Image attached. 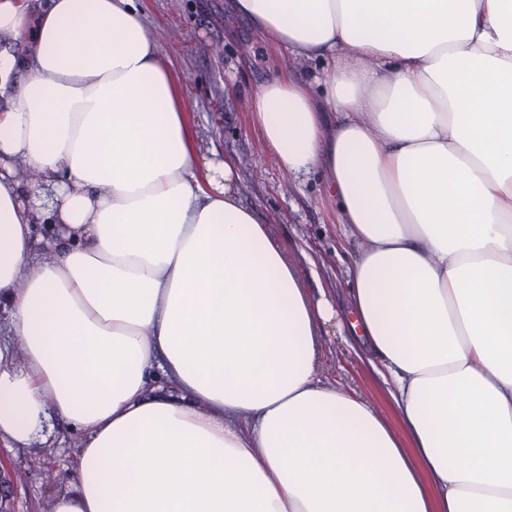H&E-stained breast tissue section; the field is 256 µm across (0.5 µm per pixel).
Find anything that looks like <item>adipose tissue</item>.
Instances as JSON below:
<instances>
[{"label":"adipose tissue","mask_w":512,"mask_h":512,"mask_svg":"<svg viewBox=\"0 0 512 512\" xmlns=\"http://www.w3.org/2000/svg\"><path fill=\"white\" fill-rule=\"evenodd\" d=\"M232 8L295 62L252 120L327 177L401 431L323 381L336 309L135 0H0V444L78 433L54 512H512V0Z\"/></svg>","instance_id":"adipose-tissue-1"}]
</instances>
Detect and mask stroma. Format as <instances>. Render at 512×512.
I'll return each mask as SVG.
<instances>
[{
    "label": "stroma",
    "instance_id": "1",
    "mask_svg": "<svg viewBox=\"0 0 512 512\" xmlns=\"http://www.w3.org/2000/svg\"><path fill=\"white\" fill-rule=\"evenodd\" d=\"M138 6L162 56L187 78L202 153L222 154L240 166L241 204L273 224L311 297L327 294L335 306L336 321L323 336L324 378L399 427L382 379L358 355L350 327L348 267L356 245L336 222V205L323 190L321 174L290 180L251 123L253 92L287 59V51L257 40L252 24L233 16L229 0H138ZM51 439L48 447H0V469L25 475L12 489L11 512H53L55 498L72 490L75 437L60 427ZM48 470L60 472L62 482L46 484Z\"/></svg>",
    "mask_w": 512,
    "mask_h": 512
}]
</instances>
